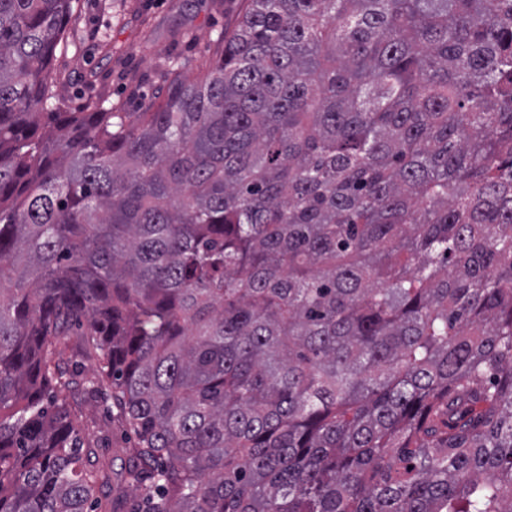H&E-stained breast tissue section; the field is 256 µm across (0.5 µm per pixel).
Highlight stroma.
I'll return each mask as SVG.
<instances>
[{
  "label": "stroma",
  "instance_id": "1",
  "mask_svg": "<svg viewBox=\"0 0 512 512\" xmlns=\"http://www.w3.org/2000/svg\"><path fill=\"white\" fill-rule=\"evenodd\" d=\"M245 0H77L66 48L55 61L56 92L70 105L95 94L114 111L138 112L166 85L165 66H198L220 33L231 32ZM73 423L107 440L102 454L120 471L133 437L96 402L78 400Z\"/></svg>",
  "mask_w": 512,
  "mask_h": 512
}]
</instances>
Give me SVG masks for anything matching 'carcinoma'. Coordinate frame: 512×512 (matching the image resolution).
Listing matches in <instances>:
<instances>
[{
  "label": "carcinoma",
  "mask_w": 512,
  "mask_h": 512,
  "mask_svg": "<svg viewBox=\"0 0 512 512\" xmlns=\"http://www.w3.org/2000/svg\"><path fill=\"white\" fill-rule=\"evenodd\" d=\"M72 12L0 0V512H512V0H249L140 112ZM74 408L73 423L82 436L87 433V428L94 427L99 436L107 439L106 448H100V452L109 462L112 472L118 473L124 467L127 459L125 448L131 445L133 436L106 415L102 402L78 398Z\"/></svg>",
  "instance_id": "obj_1"
}]
</instances>
